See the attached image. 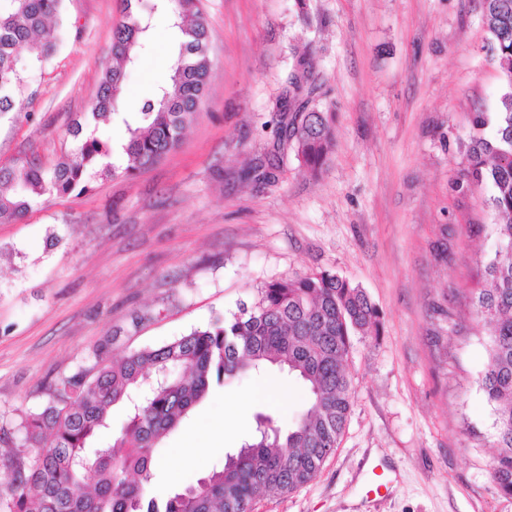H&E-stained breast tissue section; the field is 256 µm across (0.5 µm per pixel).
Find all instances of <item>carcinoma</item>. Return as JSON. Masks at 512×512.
Returning a JSON list of instances; mask_svg holds the SVG:
<instances>
[{
  "instance_id": "1",
  "label": "carcinoma",
  "mask_w": 512,
  "mask_h": 512,
  "mask_svg": "<svg viewBox=\"0 0 512 512\" xmlns=\"http://www.w3.org/2000/svg\"><path fill=\"white\" fill-rule=\"evenodd\" d=\"M63 0H0V114L14 110L22 81L21 53L38 67L55 49L49 24ZM112 31V61L91 107L97 122L112 120L127 72L152 42L155 18L166 20L175 40L169 73L126 122V166L107 172L131 178L178 148L211 78V32L199 0H122ZM490 35L487 53L503 92L494 112H480L462 143L468 186H486L494 224L495 257L485 265L475 296L477 319L487 330L488 363L478 379L493 406L495 454L490 475L512 497V0H483ZM300 87L280 100L282 138L302 165L319 173L335 146L331 112L295 107ZM72 135L67 160L47 171L35 162L0 166V222L16 221L35 205L88 189L87 177L110 156L112 142ZM381 317L364 289L329 271L275 280L251 302L207 327L156 348L118 359L106 346L93 363L44 387V405L21 411L0 426V512H253L260 497L276 498L308 484L334 453L352 408L346 360L352 336L380 335ZM268 366L303 382L304 410L284 429L270 415L256 416V431L224 466L174 494L150 490L155 453L163 440L210 393L213 385ZM130 406L112 443L89 451L109 426L112 407Z\"/></svg>"
}]
</instances>
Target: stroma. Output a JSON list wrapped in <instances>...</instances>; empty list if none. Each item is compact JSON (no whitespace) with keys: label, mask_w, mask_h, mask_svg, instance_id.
Returning a JSON list of instances; mask_svg holds the SVG:
<instances>
[{"label":"stroma","mask_w":512,"mask_h":512,"mask_svg":"<svg viewBox=\"0 0 512 512\" xmlns=\"http://www.w3.org/2000/svg\"><path fill=\"white\" fill-rule=\"evenodd\" d=\"M121 0H64L57 47L25 71L0 115V166L53 168L69 130L127 138L122 122L167 76L158 24L110 125L90 104L111 59ZM211 31L208 94L180 146L136 177L95 169L87 191L0 223V417L40 407L45 384L110 341L121 357L158 347L254 298L264 283L329 270L366 290L380 336L346 363L349 421L335 454L298 491L255 512H512L493 482V412L473 310L494 255L483 187L460 188L462 140L502 91L484 48L482 0H200ZM307 56L308 108L335 115L318 175L292 148L274 183L248 176L280 133V98ZM271 386L254 413L288 422L300 382L267 371L213 390L163 441L152 486L184 489L222 466L255 426L238 398Z\"/></svg>","instance_id":"stroma-1"}]
</instances>
